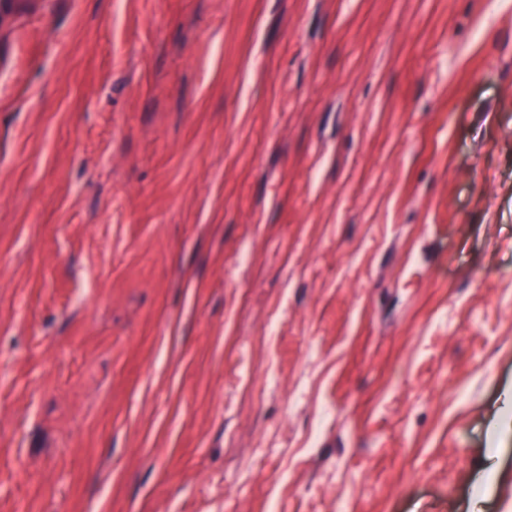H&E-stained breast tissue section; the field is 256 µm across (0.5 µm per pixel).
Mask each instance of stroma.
Returning a JSON list of instances; mask_svg holds the SVG:
<instances>
[{"label":"stroma","instance_id":"35a3bbf8","mask_svg":"<svg viewBox=\"0 0 512 512\" xmlns=\"http://www.w3.org/2000/svg\"><path fill=\"white\" fill-rule=\"evenodd\" d=\"M512 512V0H0V512Z\"/></svg>","mask_w":512,"mask_h":512}]
</instances>
